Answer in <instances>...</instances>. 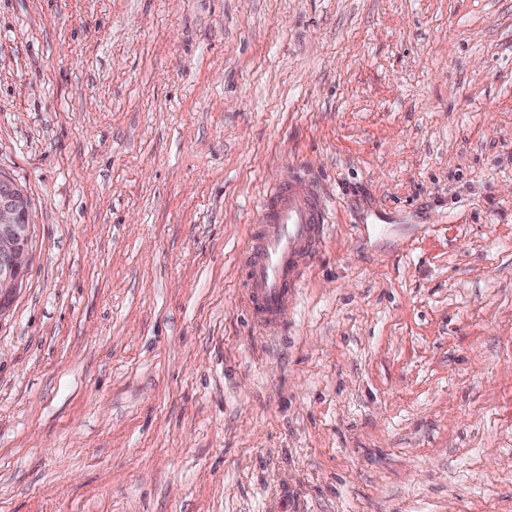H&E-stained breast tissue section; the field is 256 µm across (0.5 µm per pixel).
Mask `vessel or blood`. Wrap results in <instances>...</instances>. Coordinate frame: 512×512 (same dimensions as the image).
I'll return each mask as SVG.
<instances>
[{
	"label": "vessel or blood",
	"mask_w": 512,
	"mask_h": 512,
	"mask_svg": "<svg viewBox=\"0 0 512 512\" xmlns=\"http://www.w3.org/2000/svg\"><path fill=\"white\" fill-rule=\"evenodd\" d=\"M331 206L305 167L266 189L240 258V286L256 328L277 330L331 226Z\"/></svg>",
	"instance_id": "1"
}]
</instances>
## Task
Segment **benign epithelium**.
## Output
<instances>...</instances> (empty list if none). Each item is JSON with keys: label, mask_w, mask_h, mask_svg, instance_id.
<instances>
[{"label": "benign epithelium", "mask_w": 512, "mask_h": 512, "mask_svg": "<svg viewBox=\"0 0 512 512\" xmlns=\"http://www.w3.org/2000/svg\"><path fill=\"white\" fill-rule=\"evenodd\" d=\"M30 208L24 195L12 183L0 178V294L5 296L19 285L21 264L30 228Z\"/></svg>", "instance_id": "1"}]
</instances>
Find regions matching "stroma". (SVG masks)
Here are the masks:
<instances>
[{"instance_id":"obj_1","label":"stroma","mask_w":512,"mask_h":512,"mask_svg":"<svg viewBox=\"0 0 512 512\" xmlns=\"http://www.w3.org/2000/svg\"><path fill=\"white\" fill-rule=\"evenodd\" d=\"M304 165L286 325L238 281ZM0 512H512V0H0ZM319 182L300 165L287 184L264 192L240 258V287L253 324L264 332L287 319L294 295L331 226ZM30 208L12 183L0 178V293L6 296L19 285L21 264L30 229Z\"/></svg>"}]
</instances>
